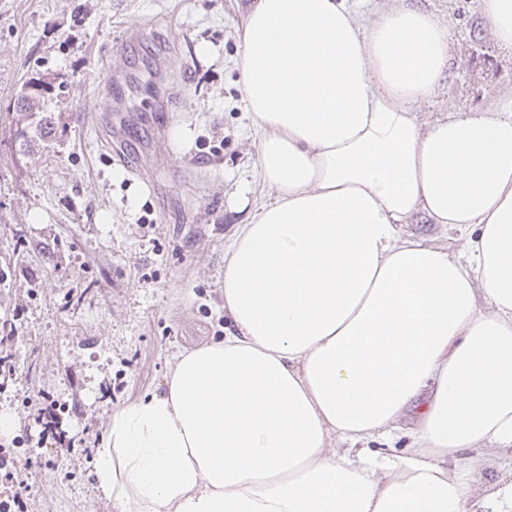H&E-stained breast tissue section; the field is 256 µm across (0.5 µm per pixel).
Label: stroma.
Wrapping results in <instances>:
<instances>
[{"label": "stroma", "mask_w": 512, "mask_h": 512, "mask_svg": "<svg viewBox=\"0 0 512 512\" xmlns=\"http://www.w3.org/2000/svg\"><path fill=\"white\" fill-rule=\"evenodd\" d=\"M451 30V74L421 125L512 91L482 0H411ZM253 0H0V324L16 328L0 445L43 461L33 512H113L92 462L40 441L26 397L68 403L69 436L162 391L175 352L223 336L224 249L268 198L236 61ZM127 128L106 140L105 70ZM44 88L20 111L30 84ZM167 95L141 112L144 83Z\"/></svg>", "instance_id": "stroma-1"}]
</instances>
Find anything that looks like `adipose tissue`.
<instances>
[{"mask_svg":"<svg viewBox=\"0 0 512 512\" xmlns=\"http://www.w3.org/2000/svg\"><path fill=\"white\" fill-rule=\"evenodd\" d=\"M449 28L257 0L237 60L271 198L224 253L234 329L113 411L114 512H512V94L422 126ZM460 251L404 234L414 214ZM512 478V453L511 450L499 453L496 463L485 469L479 480L484 485H492L498 482H508Z\"/></svg>","mask_w":512,"mask_h":512,"instance_id":"obj_1","label":"adipose tissue"}]
</instances>
